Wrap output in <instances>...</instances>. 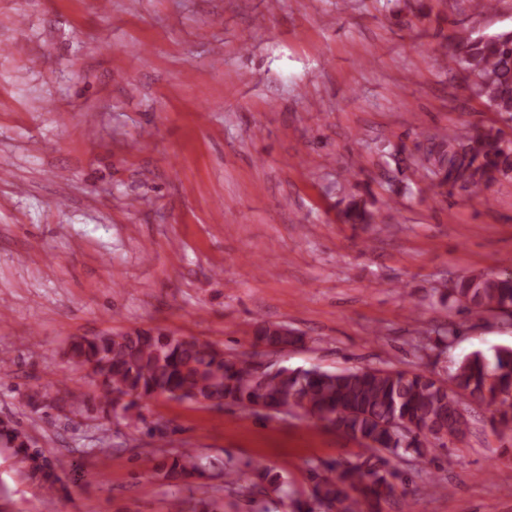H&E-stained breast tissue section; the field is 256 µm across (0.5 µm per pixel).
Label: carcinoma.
<instances>
[{
  "mask_svg": "<svg viewBox=\"0 0 512 512\" xmlns=\"http://www.w3.org/2000/svg\"><path fill=\"white\" fill-rule=\"evenodd\" d=\"M448 68L462 76L485 111L512 121V31L455 37ZM422 166L437 179L435 186L456 189L489 187L512 176V138L493 120L474 128L445 129L417 145ZM373 202L349 200L338 211L344 224H374ZM448 308L468 312L512 314V272L477 273L448 280L441 290ZM274 338L285 348L302 347L305 336L286 324L258 321L254 344ZM66 356L90 370L100 408L116 409L128 396V410L140 402L181 393V400L216 406L264 404L288 406L355 440L365 454L354 462H322L312 468L311 500H292L296 512H383L401 473L389 457L410 452L426 458L464 437L470 415L465 400L493 408L494 426L512 432V348L481 350L455 365L450 382L421 370L367 367L325 371L280 366L261 374L255 365L194 336H175L159 329L134 328L118 334L75 336ZM161 443L160 471L169 482L186 484L202 478L206 467L190 448L164 449L167 433L149 429ZM0 444L27 462L42 486L57 490L54 460L31 445L17 424L0 422ZM255 479L277 493L287 482L271 469Z\"/></svg>",
  "mask_w": 512,
  "mask_h": 512,
  "instance_id": "obj_1",
  "label": "carcinoma"
}]
</instances>
